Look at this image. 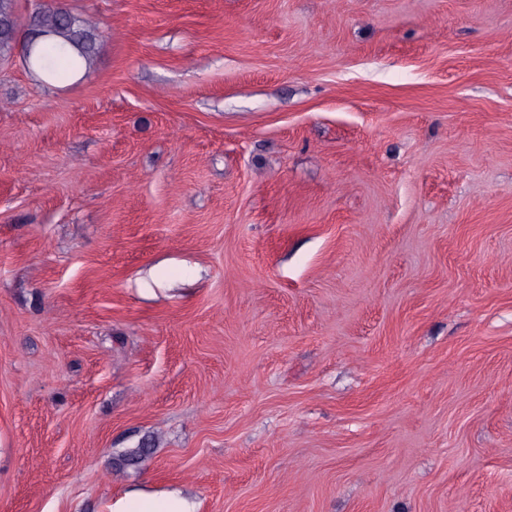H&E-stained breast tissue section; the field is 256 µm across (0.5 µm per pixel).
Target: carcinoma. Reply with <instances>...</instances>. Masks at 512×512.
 Returning <instances> with one entry per match:
<instances>
[{"label": "carcinoma", "instance_id": "carcinoma-1", "mask_svg": "<svg viewBox=\"0 0 512 512\" xmlns=\"http://www.w3.org/2000/svg\"><path fill=\"white\" fill-rule=\"evenodd\" d=\"M30 19L39 29L53 33L51 40L40 44L26 62L41 81L54 82L64 72L74 75L92 64L98 38L93 22L41 3L36 4Z\"/></svg>", "mask_w": 512, "mask_h": 512}]
</instances>
